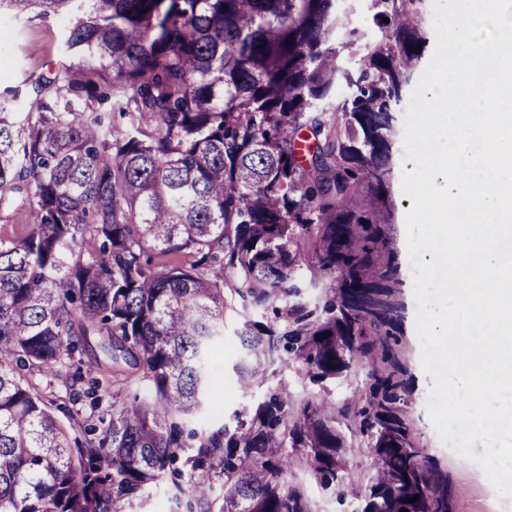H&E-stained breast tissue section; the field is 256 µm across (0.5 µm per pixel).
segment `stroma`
I'll return each mask as SVG.
<instances>
[{"instance_id": "1", "label": "stroma", "mask_w": 512, "mask_h": 512, "mask_svg": "<svg viewBox=\"0 0 512 512\" xmlns=\"http://www.w3.org/2000/svg\"><path fill=\"white\" fill-rule=\"evenodd\" d=\"M66 23L62 18H42L36 15L16 24L0 25V44L4 45L12 60V67L0 85L16 87L54 70L61 58L62 40ZM395 169L392 197L395 204L393 235L396 239L400 272L405 281L403 299L407 318L398 337V346L408 361L411 374L412 401L409 409L415 429L422 444L438 462L442 472L451 482L452 512H512V497L498 496L488 483L482 468L476 463L477 455L483 454L482 442H474L473 457H465L449 451L433 426L427 403L433 380L421 363V343L416 331V308L413 271L411 267L406 231L408 196L402 191L403 171L413 170V162L407 161L402 139L393 142ZM245 316L242 312L226 311L224 315V346L219 359L213 364L214 387L210 400L219 407V414L209 416V429L220 426L235 427L238 420L250 419L257 407L275 387L285 388L290 401L307 397H321L341 405L350 402L354 393L366 383L364 374L341 379H328L319 383L304 377L297 365L284 362L271 366L264 381L250 390H241L235 366L242 355L237 331ZM286 454L294 462L289 474L292 484L298 485L312 512H357L358 501L352 492L340 491L336 485H323L305 466L302 448L286 447ZM191 468L180 461L174 470L166 471L163 479L141 496L121 502L118 512H208L207 503L190 504L186 495L178 494V487L188 484Z\"/></svg>"}]
</instances>
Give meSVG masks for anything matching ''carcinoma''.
<instances>
[{"instance_id": "cac0c4a2", "label": "carcinoma", "mask_w": 512, "mask_h": 512, "mask_svg": "<svg viewBox=\"0 0 512 512\" xmlns=\"http://www.w3.org/2000/svg\"><path fill=\"white\" fill-rule=\"evenodd\" d=\"M423 3L370 0L387 37L364 42L344 0H0V20H69L65 60L26 104L0 95V211L35 218L0 238V512H116L186 448L194 470L222 465L217 512H311L281 449H307L310 472L338 481L340 416L371 457L360 512H451L386 340L403 319L391 112L422 58ZM341 86L352 94L329 114L321 103ZM109 97L126 127L92 109ZM306 272L325 284L321 306L289 302ZM236 304L274 314L242 324V388L286 352L314 382L365 371V392L337 407L273 391L232 434H183L208 406ZM94 344L102 396L126 366L150 394L63 423L34 377L74 400ZM189 492L209 500V475Z\"/></svg>"}]
</instances>
